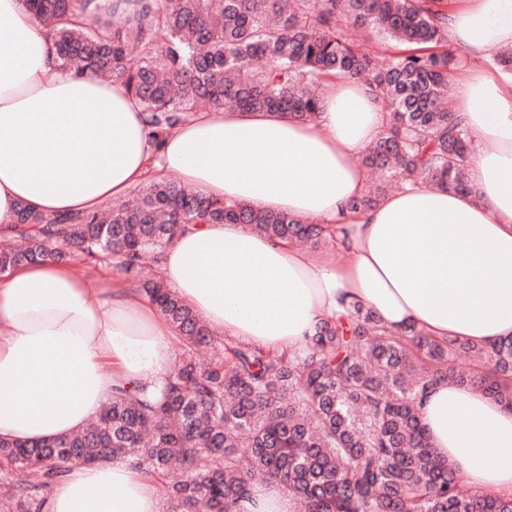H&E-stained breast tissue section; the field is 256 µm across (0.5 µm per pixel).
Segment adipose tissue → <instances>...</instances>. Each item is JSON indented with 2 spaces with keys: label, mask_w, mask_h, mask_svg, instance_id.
<instances>
[{
  "label": "adipose tissue",
  "mask_w": 512,
  "mask_h": 512,
  "mask_svg": "<svg viewBox=\"0 0 512 512\" xmlns=\"http://www.w3.org/2000/svg\"><path fill=\"white\" fill-rule=\"evenodd\" d=\"M450 43L473 59L456 111L472 142L470 192L407 184L349 212L367 191L358 158L386 114L362 83L330 80L317 117L197 113L155 143L121 80L63 72L26 0H0V235L21 209L77 218L176 170L218 202L341 224L347 259L274 242L244 224L189 226L163 255L164 280L219 335L303 350L316 325L359 304L388 329L484 346L512 336V80L481 60L512 45V0H462ZM178 341L121 277L95 287L45 260L0 273V439L47 441L96 419L116 380L164 381ZM419 412L438 456L473 489L512 494V410L435 382ZM44 512H162L128 462L75 464Z\"/></svg>",
  "instance_id": "1"
}]
</instances>
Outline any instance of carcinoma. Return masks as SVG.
Instances as JSON below:
<instances>
[{"mask_svg":"<svg viewBox=\"0 0 512 512\" xmlns=\"http://www.w3.org/2000/svg\"><path fill=\"white\" fill-rule=\"evenodd\" d=\"M28 0L74 75L124 81L160 140L226 105L306 121L323 82L359 79L386 105L388 128L361 156L379 183L352 201L378 204L406 182L469 191L472 145L447 104L463 58L445 36L448 0ZM376 35L391 53L362 45ZM19 238L0 242V271L53 257L106 261L156 306L179 354L156 391L113 387L83 429L50 441L0 440V512H43L76 462L127 460L164 484L173 512H251L260 479L295 512H512V495H467L440 460L418 403L434 381L481 390L512 408V337L487 348L396 334L369 309L317 327L299 353L217 335L161 279H143L187 224H247L294 244L334 240L323 224L212 201L184 183L142 184L127 202L78 220L20 210ZM211 349L210 358L198 357ZM467 353L484 371L459 368Z\"/></svg>","mask_w":512,"mask_h":512,"instance_id":"1","label":"carcinoma"}]
</instances>
